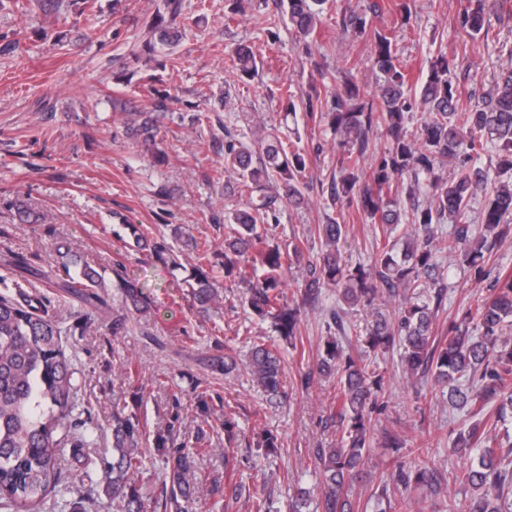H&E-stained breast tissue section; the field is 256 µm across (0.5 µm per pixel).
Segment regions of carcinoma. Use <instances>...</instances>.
Masks as SVG:
<instances>
[{"label":"carcinoma","instance_id":"cac0c4a2","mask_svg":"<svg viewBox=\"0 0 512 512\" xmlns=\"http://www.w3.org/2000/svg\"><path fill=\"white\" fill-rule=\"evenodd\" d=\"M306 55L326 0H280ZM502 0H467L457 15V25L474 41L485 31L489 17ZM410 0L393 6L376 0L344 13L343 30L355 41L371 47L372 69L380 74V107L365 98L351 78L336 90L312 87L307 105L323 99L325 116L336 140V172L330 198L340 214L354 208L356 215L374 228L369 261L352 265L344 257L348 225L335 218L317 224L310 232L323 240V250L307 263V276L297 289L300 303L292 306L284 294V279L291 265L303 260V249L292 241L282 244L260 230L272 219L266 192L278 184L288 203L305 199L309 185L307 153L279 137L261 140L262 156L253 163L252 154L233 142L224 145V172L236 180L237 189L250 195L246 208L233 213L228 238L224 240V274L244 289L239 301L248 305L261 321L271 322L283 339L297 340L300 309L318 303L322 289L334 288L340 302L350 307L374 308L386 297L397 299L390 315L373 312L364 330L355 333L360 352L344 347L348 340L343 316L331 312L336 335L327 337L316 365L301 378L309 386L314 374L337 379L336 410L331 416L340 438L334 448H317L314 457L321 475L319 512H352V487L374 439L373 413L384 408V375L376 354L390 348L400 350L408 375L422 371L448 390L452 406L473 411L477 419L457 431L451 451L462 454L479 450L478 461L460 468L454 482L472 491L466 512H512V469L507 456L492 436V417L482 411L495 406V418L512 411V336L504 335L512 320V272L499 273L489 294L475 298L448 324V334L437 338L435 319L446 296L440 254L466 268L481 280L494 248L512 239V183H491L482 168H464L449 180L439 170L459 160L465 151L496 149L498 167L512 170V68L501 73L485 100L471 109H458L457 86L450 78L452 64L441 54L429 65L419 96L409 95V77L393 48L395 28L376 26L373 19L393 10L400 18L410 14ZM172 18L156 13L151 36L142 44L149 56L174 49L181 33ZM229 68L251 78L257 71L254 51L239 46L228 54ZM421 111L416 129L408 128L409 113ZM384 131L386 147L370 167L363 162L376 130ZM144 142L154 138V120L145 115L133 126ZM484 195L481 224H470L472 200ZM425 196L428 202L420 197ZM454 224L448 237L442 224ZM400 224L411 233L397 248L391 240ZM63 287L86 301L98 298L103 287L99 272L81 266L65 279ZM192 296L207 307L216 301L217 290L210 272L196 267ZM122 304L142 313L149 307L139 282L122 278ZM63 329L42 309V301L29 296L18 300L0 294V501L38 509L58 491L63 482L59 455L66 429L65 420L74 405L75 384L71 358L64 348ZM248 374L251 382L276 397L283 389L285 360L272 340L253 341L249 347ZM142 429L135 415L116 414L112 423V462L103 467V493L107 512H141L134 476L142 465ZM166 458L168 482L160 507L164 512H189L196 500L194 455L183 447L156 444ZM441 473L429 458L407 467L396 465V481L404 488L426 489L437 494ZM384 488L378 501H386L388 512H411L412 498L387 497Z\"/></svg>","mask_w":512,"mask_h":512}]
</instances>
